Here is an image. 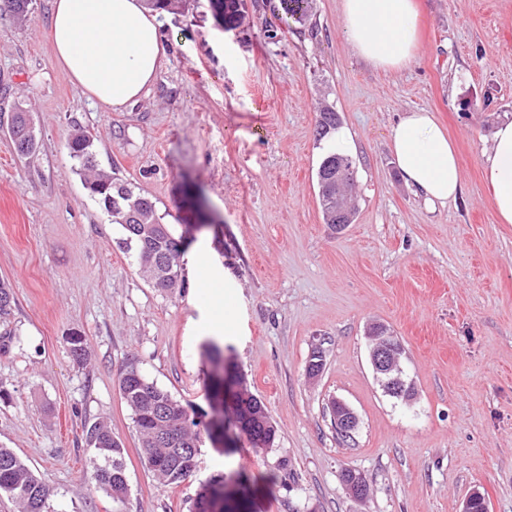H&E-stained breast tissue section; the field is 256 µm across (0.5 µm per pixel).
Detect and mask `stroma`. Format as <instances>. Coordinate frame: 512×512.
Listing matches in <instances>:
<instances>
[{"label":"stroma","mask_w":512,"mask_h":512,"mask_svg":"<svg viewBox=\"0 0 512 512\" xmlns=\"http://www.w3.org/2000/svg\"><path fill=\"white\" fill-rule=\"evenodd\" d=\"M421 34L400 70L365 63L343 34L342 0H314L309 26L245 0L224 29L210 0L161 13L167 58L154 84L113 112L78 91L46 36L51 0L27 23L0 17V279L14 291L0 348V447L50 491L51 512H112L91 481L85 428L107 422L124 448V512H188L223 474L244 471L249 512H461L479 491L512 512V224L498 223L483 181L496 125L512 119V0H418ZM276 37H269V30ZM37 148L8 132L16 104ZM331 105L350 129L358 210L324 224L316 128ZM433 112L457 145L463 192L427 206L389 147L393 124ZM95 157L153 202L219 277L183 271L168 296L143 281L122 229L85 189L66 149L75 129ZM398 336L412 401L386 395L367 330ZM84 338L83 361L69 338ZM247 377L278 427L274 446L233 452L200 442V469L163 488L139 458L118 392L128 359L174 397L205 405L206 344ZM321 349L324 367L306 366ZM359 424L336 437L331 401ZM367 480L353 498L341 474Z\"/></svg>","instance_id":"stroma-1"}]
</instances>
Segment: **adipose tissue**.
<instances>
[{
    "mask_svg": "<svg viewBox=\"0 0 512 512\" xmlns=\"http://www.w3.org/2000/svg\"><path fill=\"white\" fill-rule=\"evenodd\" d=\"M343 31L372 66L408 65L418 44L414 0H343ZM156 11L144 0H53L46 35L54 61L84 95L111 111L136 101L155 81L166 56ZM405 183L431 205L462 192L453 142L433 113L408 112L390 130ZM499 223L512 224V120L500 124L484 163Z\"/></svg>",
    "mask_w": 512,
    "mask_h": 512,
    "instance_id": "obj_1",
    "label": "adipose tissue"
}]
</instances>
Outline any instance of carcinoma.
Here are the masks:
<instances>
[{"mask_svg":"<svg viewBox=\"0 0 512 512\" xmlns=\"http://www.w3.org/2000/svg\"><path fill=\"white\" fill-rule=\"evenodd\" d=\"M7 12L13 19L24 22L29 14L30 0H8ZM284 20L302 23L309 19L313 0H280ZM218 20L229 30L243 17L244 0H212ZM10 133L28 143L20 153L26 157L36 149V139L30 127L27 112L17 107L11 118ZM336 111L323 108L318 122V135L325 136L336 128ZM95 137L84 130H76L67 140L71 159L77 162L89 195L103 208L111 223L121 227L123 249L134 258L143 279L165 293H174L183 287L180 257L184 241L173 235L170 225L156 235L153 225L162 223L152 200L137 193L129 183L113 171L98 167L94 154ZM341 176L350 187L355 186L354 168L349 158L328 153L320 162L316 177L319 206L324 223L336 225V177ZM14 292L11 285L0 280V321L12 311ZM211 365L208 382V409L202 417L215 443H224L225 424L242 423L252 447L259 444L271 447L277 438V427L268 415L265 405L251 394L243 374L230 369V385L224 383V349L216 344L208 347ZM118 388L121 398L131 412L133 426L140 440V459L155 481L162 487L180 484L197 467L200 425L193 413L196 406L182 401L149 381L133 364H127L119 373ZM86 438L93 454L88 460L91 478L112 498L113 512H122L128 496L125 474V448L112 435L104 422L86 427ZM13 499L21 512H48L49 491L32 470L10 448H0V494ZM240 507L224 505V479L215 480L203 488L193 512H238Z\"/></svg>","mask_w":512,"mask_h":512,"instance_id":"1","label":"carcinoma"}]
</instances>
